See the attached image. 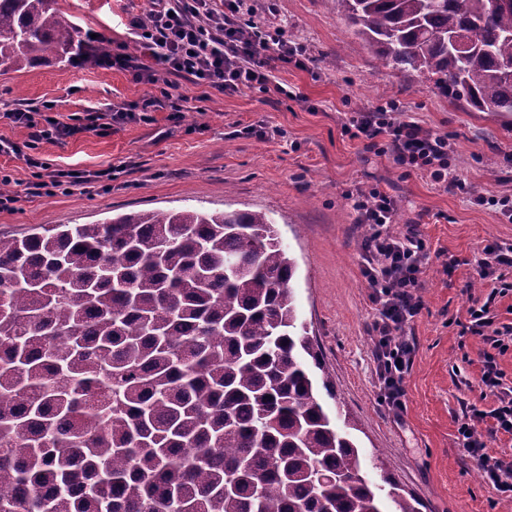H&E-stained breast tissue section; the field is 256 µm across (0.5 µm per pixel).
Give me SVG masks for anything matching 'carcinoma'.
I'll use <instances>...</instances> for the list:
<instances>
[{
    "mask_svg": "<svg viewBox=\"0 0 512 512\" xmlns=\"http://www.w3.org/2000/svg\"><path fill=\"white\" fill-rule=\"evenodd\" d=\"M336 2L384 65L512 125V0ZM55 4L0 0L1 68L75 52ZM295 272L263 211L0 235V512H384L300 357L333 394Z\"/></svg>",
    "mask_w": 512,
    "mask_h": 512,
    "instance_id": "carcinoma-1",
    "label": "carcinoma"
}]
</instances>
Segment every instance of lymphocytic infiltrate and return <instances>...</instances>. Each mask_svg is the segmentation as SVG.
<instances>
[{
	"label": "lymphocytic infiltrate",
	"instance_id": "obj_1",
	"mask_svg": "<svg viewBox=\"0 0 512 512\" xmlns=\"http://www.w3.org/2000/svg\"><path fill=\"white\" fill-rule=\"evenodd\" d=\"M142 15L129 22L133 41L147 56V63H135L124 46L108 48L91 56L95 66L132 72L136 82L157 84L161 74L188 78L192 84L219 93L234 94L245 89H268L271 71L262 51L275 49L281 64L307 69L305 50L289 47L282 30L269 31L256 22L241 27L237 15L250 13L246 0H224L216 9L212 0H145ZM153 106L146 99L134 105H115L108 112L89 111L63 120L54 115L51 105L36 110L17 109L8 113L12 123L27 132L23 141L0 139V155H14L34 170V180L27 190L35 196L68 195L78 186L96 182V173L70 169H51L36 155L41 142L66 139L86 132L100 134L113 125L146 121ZM349 126L354 137L369 141L386 138L394 162L402 167L426 173L435 182L458 179L448 176V140L424 130L417 123L402 120L396 106H379L355 113ZM353 208L358 223L368 225L364 239L362 273L373 290L378 319L375 323L376 375L384 401L395 410L402 409L404 379L411 362V347L404 327L417 316L422 305L416 295L419 273L428 258L424 240L414 232L394 233L390 227L397 205L392 196L379 188L357 192ZM469 320L461 334L480 336L493 348L486 355L482 383L497 401L490 413L472 412L458 423L463 448L476 460L485 481L502 499L512 501V460L491 455L485 434L503 431L512 434V389L503 387L502 373L495 352L512 346V326L498 327L490 314L489 303L468 309ZM493 419L489 431H480L485 419Z\"/></svg>",
	"mask_w": 512,
	"mask_h": 512
}]
</instances>
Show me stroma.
Instances as JSON below:
<instances>
[{
  "label": "stroma",
  "instance_id": "1",
  "mask_svg": "<svg viewBox=\"0 0 512 512\" xmlns=\"http://www.w3.org/2000/svg\"><path fill=\"white\" fill-rule=\"evenodd\" d=\"M255 22L283 27L289 45L304 48L308 69L276 67V88L235 94L202 90L172 78L135 82L130 72L50 60L21 72L0 69V138L26 132L5 119L16 108L52 104L62 114L136 104L151 98L150 122L113 126L40 144L38 154L58 170L100 172L89 188L36 197L25 185L23 159L0 155L16 201L0 212V233L21 234L38 224H90L133 210L195 208L262 210L297 262L291 282L299 317L317 342L333 393L318 397L333 421L350 415L367 477L391 475L422 512H505L506 500L484 481L457 439V418L496 406L481 381L489 343L463 336L473 300L490 286L476 259L491 242L512 247V221L492 206L512 191V127L490 112H470L432 81L383 67L342 19L336 0H251ZM61 18L89 46L125 45L137 55L125 23L140 0H57ZM403 120L448 138V164L465 190L399 168L391 155L366 149L345 130L349 117L385 102ZM182 108L179 121L172 105ZM259 124L266 138L243 134ZM380 187L397 202L396 230L415 225L429 259L420 275L421 312L405 328L412 349L405 407L380 399L373 360L376 306L361 273L366 227L357 225L349 198L356 188ZM484 204H477L476 196ZM382 468H375L374 450Z\"/></svg>",
  "mask_w": 512,
  "mask_h": 512
}]
</instances>
